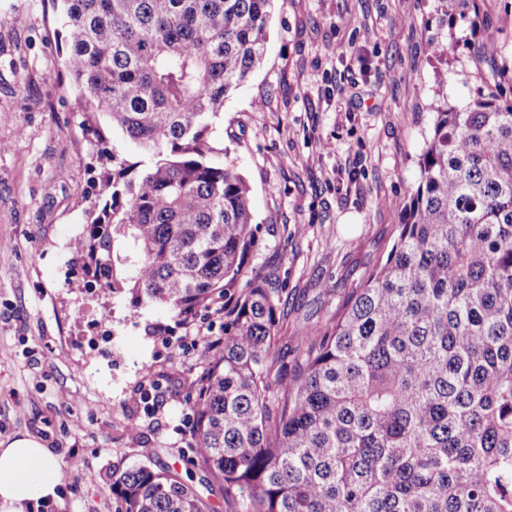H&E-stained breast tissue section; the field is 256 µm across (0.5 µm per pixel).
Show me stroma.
<instances>
[{
    "instance_id": "stroma-1",
    "label": "stroma",
    "mask_w": 512,
    "mask_h": 512,
    "mask_svg": "<svg viewBox=\"0 0 512 512\" xmlns=\"http://www.w3.org/2000/svg\"><path fill=\"white\" fill-rule=\"evenodd\" d=\"M496 41L445 63L425 51L435 0H275L262 64L216 125L223 161L247 182L259 226L246 276L281 298V361L301 329L332 318L388 253L434 121V90L469 98L498 76L512 98V0H477ZM52 0H0V441L29 435L83 468L45 512H112L108 475L144 462L192 485L208 512H241L187 462L206 371L189 324L87 283L72 249L97 209L99 155L137 160L78 112Z\"/></svg>"
}]
</instances>
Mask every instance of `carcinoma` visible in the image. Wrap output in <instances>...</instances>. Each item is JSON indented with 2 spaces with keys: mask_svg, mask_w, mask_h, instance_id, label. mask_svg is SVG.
Masks as SVG:
<instances>
[{
  "mask_svg": "<svg viewBox=\"0 0 512 512\" xmlns=\"http://www.w3.org/2000/svg\"><path fill=\"white\" fill-rule=\"evenodd\" d=\"M79 88L142 160L112 155L82 271L179 325L224 297L255 244L250 189L217 156L224 98L262 61L274 0H60ZM453 28L476 0H436ZM456 46L430 35V55ZM419 180L385 259L277 360L280 296L246 280L194 406V456L245 512H512V100L435 89ZM114 512H207L169 469L109 475Z\"/></svg>",
  "mask_w": 512,
  "mask_h": 512,
  "instance_id": "carcinoma-1",
  "label": "carcinoma"
}]
</instances>
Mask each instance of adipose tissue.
<instances>
[{"instance_id":"ef3b65f1","label":"adipose tissue","mask_w":512,"mask_h":512,"mask_svg":"<svg viewBox=\"0 0 512 512\" xmlns=\"http://www.w3.org/2000/svg\"><path fill=\"white\" fill-rule=\"evenodd\" d=\"M59 467L36 438L22 436L0 448V512H36L56 499Z\"/></svg>"}]
</instances>
